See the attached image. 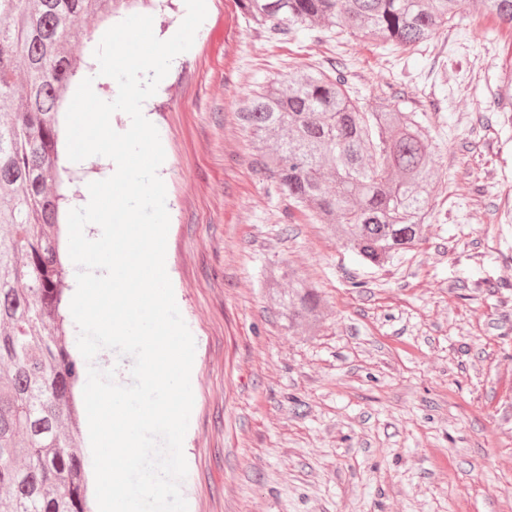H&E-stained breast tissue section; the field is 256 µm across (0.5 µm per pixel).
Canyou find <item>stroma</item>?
Wrapping results in <instances>:
<instances>
[{"label": "stroma", "instance_id": "35a3bbf8", "mask_svg": "<svg viewBox=\"0 0 512 512\" xmlns=\"http://www.w3.org/2000/svg\"><path fill=\"white\" fill-rule=\"evenodd\" d=\"M209 9L152 101L166 255L196 346L189 512H512V132L487 110L512 28L470 6L434 47L325 31L278 43L237 0ZM340 57L360 97L425 113L434 146L423 238L380 268L292 214L235 112L256 85ZM287 264L321 296L315 335L289 330L266 284Z\"/></svg>", "mask_w": 512, "mask_h": 512}]
</instances>
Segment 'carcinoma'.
Segmentation results:
<instances>
[{
	"instance_id": "1",
	"label": "carcinoma",
	"mask_w": 512,
	"mask_h": 512,
	"mask_svg": "<svg viewBox=\"0 0 512 512\" xmlns=\"http://www.w3.org/2000/svg\"><path fill=\"white\" fill-rule=\"evenodd\" d=\"M137 0H0V512H90L87 458L77 452L73 350L60 256V108L84 63L92 19ZM268 38L318 28L411 49L446 34L468 0H237ZM478 10L512 27V0ZM345 63L310 67L241 98L237 116L258 142L256 171L289 206L332 224L343 246L380 266L417 245L435 182L424 114L377 92L350 95ZM489 108L511 126L512 74ZM283 308L288 329L312 331L315 288L296 269Z\"/></svg>"
}]
</instances>
